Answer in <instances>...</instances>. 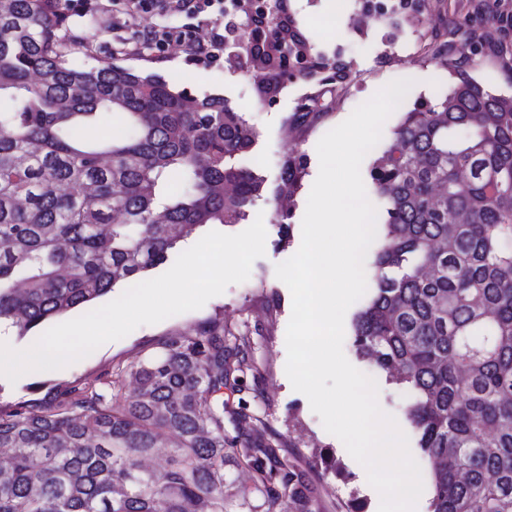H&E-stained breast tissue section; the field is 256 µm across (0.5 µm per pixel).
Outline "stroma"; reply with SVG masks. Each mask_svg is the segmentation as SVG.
Segmentation results:
<instances>
[{"label":"stroma","instance_id":"35a3bbf8","mask_svg":"<svg viewBox=\"0 0 512 512\" xmlns=\"http://www.w3.org/2000/svg\"><path fill=\"white\" fill-rule=\"evenodd\" d=\"M284 14L308 42L312 54L323 57L324 69L310 81L289 71L276 94L260 96L246 56L236 47L244 33L245 15L237 8H209L192 18L197 38L213 41L214 56L197 60L191 50L171 44L165 52L139 50L145 30L157 24L176 25L173 17L154 13L131 16L113 0H78L67 12L65 25L91 49L86 62L111 59L154 73L188 88L196 95L221 94L258 132L253 154L256 172L265 181L261 197L235 224L218 225V232L237 234L255 218H263L265 254L252 265L247 281L227 287L197 310L154 325L138 327L126 337L103 344L65 368L27 373L16 382L0 377V407L20 399L40 400L51 387L99 386L106 375L128 369L158 350L172 335L191 331L196 323L219 317L231 328L225 337L227 354L248 359L251 368L235 391H225L228 412L246 411L248 420L229 429L238 446L274 448L277 455L297 460L316 512H378L380 495L366 471L343 443L327 433L308 399L293 390L285 372L286 329L292 295L275 275V267L292 257L302 241V219L308 195L319 172L316 145L329 130L345 121L376 91L396 79L414 85L383 125L379 143L362 161L369 171L394 137L404 112L434 104L456 83V69L466 70L490 91L512 94V0H414L407 9H392L390 0H283ZM448 44L455 68L442 66L431 53L416 54L419 37ZM297 112L319 118L303 136L288 135L285 120ZM304 157L301 186L290 204V230L281 232L274 220V190L288 156ZM343 350L350 363L373 374L380 407L402 431H409L406 392L385 374L373 373L345 329Z\"/></svg>","mask_w":512,"mask_h":512}]
</instances>
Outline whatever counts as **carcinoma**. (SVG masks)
I'll list each match as a JSON object with an SVG mask.
<instances>
[{"mask_svg": "<svg viewBox=\"0 0 512 512\" xmlns=\"http://www.w3.org/2000/svg\"><path fill=\"white\" fill-rule=\"evenodd\" d=\"M64 0L0 10V327L26 336L137 284L206 224H235L261 196L256 129L220 95H192L116 62L69 60ZM288 41L301 78L324 60L277 15L238 43L262 95L278 92ZM457 82L403 113L369 176L385 202L375 288L353 319L357 350L410 396L429 461L431 512H512V95L446 54ZM122 126L91 134L104 115ZM304 171L288 158L276 197ZM224 322L179 333L108 388L66 387L0 408V512H316L297 465L230 448ZM164 439V465L142 462ZM252 485L224 495L225 467ZM127 288H115L114 291H112L111 293L95 300L94 302L90 303L89 305H86V306H81V307H78V308H75L71 311H69L68 313H65L63 315H60L56 318L53 319V321L51 322V327L55 326V325H58V324H61V323H64V322H67L69 320H72L74 318H77L81 315H84L98 307H101L113 300H115L116 298H118Z\"/></svg>", "mask_w": 512, "mask_h": 512, "instance_id": "cac0c4a2", "label": "carcinoma"}]
</instances>
